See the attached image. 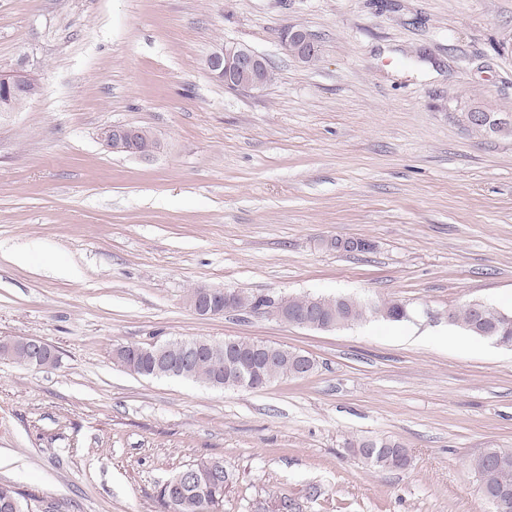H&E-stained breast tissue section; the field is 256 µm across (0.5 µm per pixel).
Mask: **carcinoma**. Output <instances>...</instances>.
<instances>
[{"label":"carcinoma","instance_id":"cac0c4a2","mask_svg":"<svg viewBox=\"0 0 512 512\" xmlns=\"http://www.w3.org/2000/svg\"><path fill=\"white\" fill-rule=\"evenodd\" d=\"M232 303L241 309L251 308L256 311L264 309L271 315L272 300L267 296L246 294L233 291ZM316 311L319 319L327 322L331 319L340 321V326L350 325L367 317L382 318L390 322L410 320L411 309L398 300H381L372 304L362 302L351 296L324 297L310 295L288 297V311L302 313ZM509 319L499 321L496 327V341L503 347H512V311ZM476 321L471 305L455 312L450 325L473 336L472 326ZM272 352L273 365L264 376L269 383L280 379L300 377L295 350L279 345H268ZM137 346L130 345L126 353L120 355L121 366L127 371L142 375L153 366L151 353L160 350L171 365L180 370L179 377L187 380L215 385L227 378L228 373L239 370L235 360L228 355L213 354L206 351L197 358L186 362L179 341H168L148 347V351L137 353ZM358 456L369 466L379 469H402L409 461L407 449L391 439H358L348 442ZM196 477L187 481L183 492L173 501L167 500L166 487H161L159 498L171 512H217L224 503V491L234 480V472L224 465V461L209 457L191 464ZM469 470L479 484L484 496H503L512 499V448L491 446L481 449L469 461Z\"/></svg>","mask_w":512,"mask_h":512}]
</instances>
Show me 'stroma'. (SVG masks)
<instances>
[{
  "instance_id": "stroma-1",
  "label": "stroma",
  "mask_w": 512,
  "mask_h": 512,
  "mask_svg": "<svg viewBox=\"0 0 512 512\" xmlns=\"http://www.w3.org/2000/svg\"><path fill=\"white\" fill-rule=\"evenodd\" d=\"M290 25L321 48L306 66ZM247 45L259 93L205 60ZM41 97L0 119V337L56 366L0 360V482L28 512H167L164 481L223 458L221 512H493L468 463L512 448V350L448 313L512 310V0H0V71ZM508 128L476 133L457 108ZM150 129L147 159L107 125ZM332 238L371 241L340 252ZM205 285L407 303L410 321L320 331L251 312L203 319ZM312 357L302 378L215 389L130 373L118 345L228 337ZM390 438L376 469L349 439ZM284 47L299 61L314 58L320 54V47L313 35L306 29L290 25L281 32ZM206 67L213 78L231 91L261 92L273 80L265 58L237 43L216 48L207 57ZM497 115V113L491 112L485 104L476 102L469 105L463 112L458 113L457 119L461 125L470 129L479 124L488 126L496 122L497 125L494 128L497 130L505 124L502 118H497ZM104 135L101 140L107 141L110 146L107 148L113 151H122L126 154L147 158L141 154L137 145L145 132L142 128L131 125H112L104 128ZM46 344L43 340L36 337H25L23 339H2L0 340V354L13 355L19 348L28 351L30 357L27 360L33 366L38 363L39 357L43 354V346ZM355 448L358 456L370 467L379 469H402L409 461L407 449L391 439H358L347 443Z\"/></svg>"
}]
</instances>
